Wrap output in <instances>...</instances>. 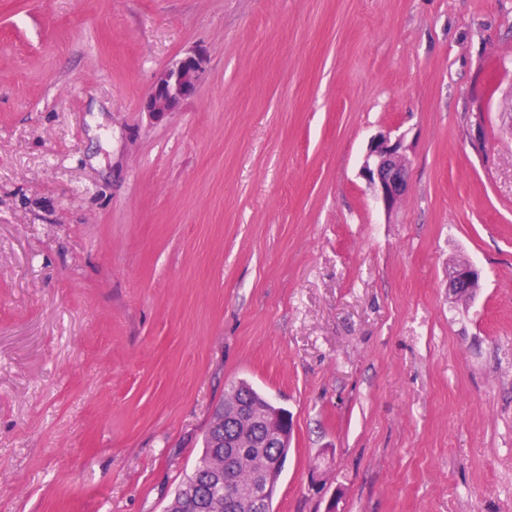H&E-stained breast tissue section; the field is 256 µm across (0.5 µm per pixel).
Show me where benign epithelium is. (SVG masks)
Here are the masks:
<instances>
[{
    "mask_svg": "<svg viewBox=\"0 0 512 512\" xmlns=\"http://www.w3.org/2000/svg\"><path fill=\"white\" fill-rule=\"evenodd\" d=\"M206 53L193 48L172 60L155 76L145 97L144 109L151 116L161 119L177 111L184 100L197 92L206 69ZM501 98L504 111L512 112V63L499 58L486 74L479 104L478 119L470 137L473 149L481 152L485 148L483 120L487 112L493 111L494 100ZM371 189L374 198L384 212L395 210L404 197L408 186V159L402 137H391V133H380L372 138L359 171ZM448 298L457 300L473 298L481 288L479 271L468 262H453L448 266ZM236 429H250L261 425L269 431L278 448L286 447L291 439L292 428L288 411L282 407L264 409L260 412L236 409L226 415ZM260 482L265 489L251 498V508L263 512L267 494L278 484V473L274 469H263Z\"/></svg>",
    "mask_w": 512,
    "mask_h": 512,
    "instance_id": "benign-epithelium-1",
    "label": "benign epithelium"
}]
</instances>
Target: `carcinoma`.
Returning <instances> with one entry per match:
<instances>
[{
	"label": "carcinoma",
	"instance_id": "1",
	"mask_svg": "<svg viewBox=\"0 0 512 512\" xmlns=\"http://www.w3.org/2000/svg\"><path fill=\"white\" fill-rule=\"evenodd\" d=\"M261 397L262 394L250 383L241 380L230 386L224 400L216 405L214 412L222 411L224 405L234 400L241 403L257 402ZM232 434L241 439L244 447L234 448L228 452L215 447L208 437L203 440L204 449L201 456L170 500L173 507H165V512L172 509L175 512H242L238 492L248 489L256 477L249 461L262 454L270 464L280 470L283 469L288 449L267 446L268 434L265 430L254 429L242 434L226 425L224 431L216 432L221 439ZM220 453L224 454V488L217 489L211 483L209 462Z\"/></svg>",
	"mask_w": 512,
	"mask_h": 512
}]
</instances>
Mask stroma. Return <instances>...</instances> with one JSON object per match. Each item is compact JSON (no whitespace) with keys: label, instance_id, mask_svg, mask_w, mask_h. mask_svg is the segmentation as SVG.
<instances>
[{"label":"stroma","instance_id":"stroma-1","mask_svg":"<svg viewBox=\"0 0 512 512\" xmlns=\"http://www.w3.org/2000/svg\"><path fill=\"white\" fill-rule=\"evenodd\" d=\"M503 56L512 0H0V512H163L239 380L292 419L273 512H512ZM206 63V53L201 48L188 50L172 60L156 74L144 100L145 111L157 119L176 112L181 102L197 92ZM508 79L506 91L502 90V84ZM501 94V102L506 104L502 112H509L510 120L505 129L507 135L512 138V64L504 58H499L486 74L479 104L477 106L478 119L470 137V144L473 149L482 152L485 148L483 120L485 112H492L494 100ZM359 174L384 212L395 210L408 186V159L402 137L392 139L391 132L374 136ZM479 271L468 262H453L448 266V298H474L481 288Z\"/></svg>","mask_w":512,"mask_h":512}]
</instances>
